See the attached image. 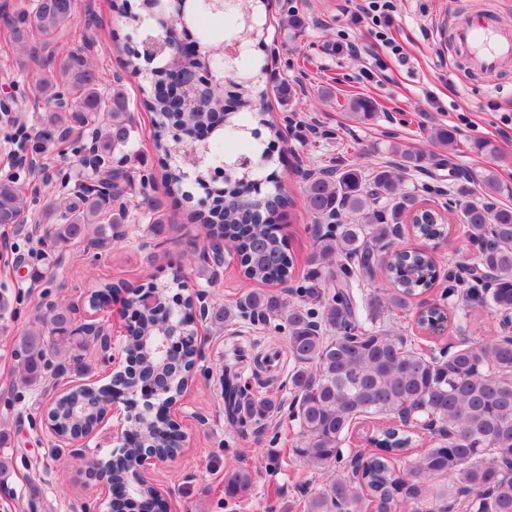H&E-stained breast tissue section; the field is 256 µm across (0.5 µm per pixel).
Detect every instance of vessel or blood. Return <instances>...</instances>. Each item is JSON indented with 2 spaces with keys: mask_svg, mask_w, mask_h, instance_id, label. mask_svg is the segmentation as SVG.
Listing matches in <instances>:
<instances>
[{
  "mask_svg": "<svg viewBox=\"0 0 512 512\" xmlns=\"http://www.w3.org/2000/svg\"><path fill=\"white\" fill-rule=\"evenodd\" d=\"M459 51L479 68L492 70L512 58V39L505 37L494 22L477 20L459 27L455 33Z\"/></svg>",
  "mask_w": 512,
  "mask_h": 512,
  "instance_id": "1",
  "label": "vessel or blood"
}]
</instances>
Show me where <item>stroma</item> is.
<instances>
[{
  "label": "stroma",
  "instance_id": "stroma-1",
  "mask_svg": "<svg viewBox=\"0 0 512 512\" xmlns=\"http://www.w3.org/2000/svg\"><path fill=\"white\" fill-rule=\"evenodd\" d=\"M77 19L59 40L62 51L79 50L104 77L122 74L133 115L130 159L125 169L133 177L148 176L145 195L126 196L128 218L124 236L110 253L96 254L86 244L58 250L15 233L0 224V512H109L111 494L89 477L82 461L69 448L55 446L44 420L48 403L43 385L20 384L12 342L32 322L39 302L63 300L75 305L76 318L107 320L114 339L126 328L122 297L110 298L101 309L89 304L99 283L138 286L150 281L169 285V297L186 299L204 289L212 304L228 306L252 285L236 264L226 265L218 282H208L191 253L205 240L194 211L208 208L203 189L186 183L173 195L163 181L159 156L151 138V115L140 105L141 74L126 66L138 33L126 26L111 0H77ZM306 22L301 34L290 37L281 28L289 7ZM496 18L512 36V0H392L390 29L399 53L374 45L377 27L356 20L350 0H271L263 15L265 45L249 56L268 64L269 84L293 85L289 100L269 96L264 109L287 118L282 152L287 165L318 170L360 163L372 170L389 162L388 146L433 150L451 158L470 178L461 183L444 166L409 172L406 186L419 199L441 207L458 196L477 201L483 195L482 177L494 172L512 186V61L492 72L475 67L456 48L457 26L477 17ZM37 74L22 56L12 33L0 24V99L13 98L12 111H0V179L26 184L28 212L41 216L46 199L25 169L13 163L22 142L39 145L41 161L54 180L77 183L87 173L77 163V140L41 139L49 104L36 90ZM369 97L378 103L370 118L356 117L346 106L350 97ZM457 131V144L434 147V129ZM488 151L477 150V143ZM284 193L292 200L279 224V234L297 257L296 279H303L314 245L308 230L302 183L296 175L278 173ZM161 217L168 230L163 237L148 231L151 217ZM52 268L53 279L32 283L33 271ZM181 287H174L173 278ZM242 344L260 341L285 346L283 334L264 331L242 319L217 326L197 325L199 359L174 419L186 437L172 460L153 470V478L168 499L170 512H303L304 493L320 477L309 473L290 453L294 438L287 410L244 426L230 425L224 411L219 378L233 363V334ZM114 360L87 343L79 359L70 360L61 385L72 388L109 381ZM234 467L249 469L254 485L244 497L224 494V476Z\"/></svg>",
  "mask_w": 512,
  "mask_h": 512
}]
</instances>
